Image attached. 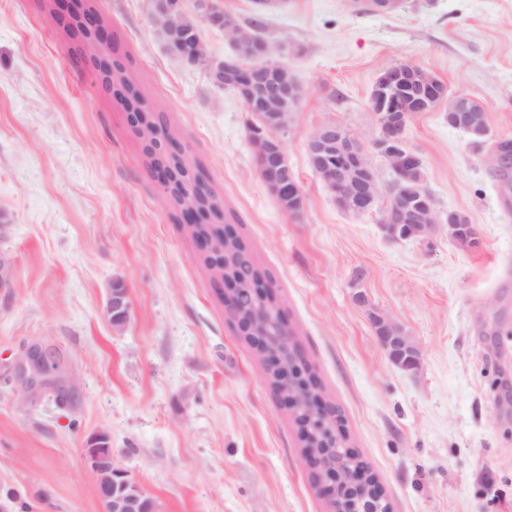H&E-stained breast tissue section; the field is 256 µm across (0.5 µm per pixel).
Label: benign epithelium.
Here are the masks:
<instances>
[{
	"label": "benign epithelium",
	"instance_id": "benign-epithelium-1",
	"mask_svg": "<svg viewBox=\"0 0 512 512\" xmlns=\"http://www.w3.org/2000/svg\"><path fill=\"white\" fill-rule=\"evenodd\" d=\"M198 23L219 27L239 48L241 37L254 40V36L234 20L224 18V13L215 9L212 0H196ZM152 20L163 41H171L184 30L187 24L183 10L167 4L166 0H152ZM178 55L190 64H197L207 71L212 84L224 87L228 82H237L244 104L249 111L260 116L288 103L298 108L302 89L292 76L288 66L270 56L267 43L261 44V52L248 56L235 53L231 59L215 58L206 51L202 37L182 45ZM447 86L436 76L417 64L401 62L380 71L373 83L371 108L377 117L378 134L372 140V149L389 164L393 181L387 191H382L374 169L367 162L365 143L339 125L320 128L308 141L313 150L335 159L337 163L327 165L328 173L324 185L338 206L356 215L380 212L381 228L392 241L430 238L439 227L431 196L419 189L415 197L406 194L403 187L405 177L414 168L423 166L421 156L408 148L405 130L410 118L417 112H429L432 105L445 98ZM453 126L489 136L488 125L472 127L468 113L460 107L453 108ZM288 121L283 120L267 126L265 152L273 161L285 157L283 135ZM153 141L164 146L170 156L183 153L180 141L170 136L160 126L155 127ZM270 192L278 196L288 190L290 197H299L305 202L294 175L284 168L271 167L261 174ZM179 223L191 231L201 224L210 223V215L199 209L187 208L179 215ZM448 234L455 239L472 238L476 229L472 224H457L453 213H448ZM15 277L14 260L0 253V288L11 286ZM216 288L224 299L228 312L238 306V295L243 285L232 277L220 278ZM129 312V297L124 288L110 290L108 313L115 321L123 322ZM375 335L390 362L404 370L419 368L420 350L404 329L390 316L372 315ZM279 384L275 394L281 404L292 414L301 409L307 419L303 431L324 433L325 440L339 447L341 457L356 462L344 468L340 461L330 459L323 451H314L306 456L308 466L315 478L320 493L332 506L331 512H356L358 502H363L365 512H383L381 506L387 502L382 486L361 498L359 491L365 486L369 472L357 465L360 455L348 443L342 420L336 408L328 404L318 393V385L301 369L305 358L294 343L282 347L270 336L254 338ZM26 375L25 386L35 391L45 383L47 372L41 352L35 350L20 362ZM107 435L94 434L84 442L82 456L95 479L99 497L105 512H148L151 498L139 485L132 482L127 472L103 456V441Z\"/></svg>",
	"mask_w": 512,
	"mask_h": 512
}]
</instances>
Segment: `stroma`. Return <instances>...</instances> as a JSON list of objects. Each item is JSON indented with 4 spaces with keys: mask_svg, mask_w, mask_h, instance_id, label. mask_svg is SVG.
Segmentation results:
<instances>
[{
    "mask_svg": "<svg viewBox=\"0 0 512 512\" xmlns=\"http://www.w3.org/2000/svg\"><path fill=\"white\" fill-rule=\"evenodd\" d=\"M53 0H0V498L12 512H103L81 448L106 434L112 458L154 512H329L299 430L264 358L227 315L209 269L156 183L94 62L52 16ZM287 44L303 95L284 135L305 197L283 211L261 179L236 92L171 53L150 0H95L145 106L182 142L266 272L291 339L343 419L351 448L392 512H512V185L495 147L512 141V0H213ZM412 62L480 103L475 148L442 109L416 114L406 142L440 215L458 211L474 246L440 228L431 242L387 239L378 214L343 211L307 143L338 124L371 142L377 73ZM363 272L365 308L351 281ZM128 291L123 325L107 312ZM412 336L420 367L387 358L371 310ZM48 357V386L24 391L20 359Z\"/></svg>",
    "mask_w": 512,
    "mask_h": 512,
    "instance_id": "35a3bbf8",
    "label": "stroma"
}]
</instances>
